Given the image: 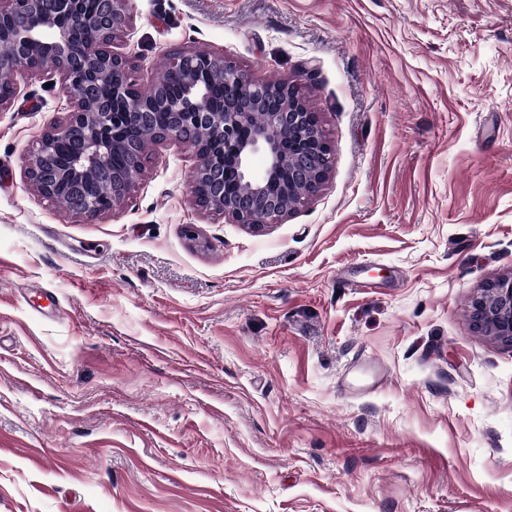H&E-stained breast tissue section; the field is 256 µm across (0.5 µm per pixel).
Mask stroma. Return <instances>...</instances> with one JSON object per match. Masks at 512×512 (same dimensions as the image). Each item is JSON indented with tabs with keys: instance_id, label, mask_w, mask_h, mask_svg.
I'll return each mask as SVG.
<instances>
[{
	"instance_id": "obj_1",
	"label": "stroma",
	"mask_w": 512,
	"mask_h": 512,
	"mask_svg": "<svg viewBox=\"0 0 512 512\" xmlns=\"http://www.w3.org/2000/svg\"><path fill=\"white\" fill-rule=\"evenodd\" d=\"M166 54L293 78L333 162L256 231L197 210L152 144L86 220L25 167L72 108L0 111V512H512V346L473 298L512 275V0H129ZM194 236H187L186 226Z\"/></svg>"
}]
</instances>
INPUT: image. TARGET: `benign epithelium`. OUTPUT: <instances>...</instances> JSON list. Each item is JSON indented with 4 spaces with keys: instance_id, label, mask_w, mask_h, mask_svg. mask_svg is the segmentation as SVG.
I'll return each mask as SVG.
<instances>
[{
    "instance_id": "benign-epithelium-1",
    "label": "benign epithelium",
    "mask_w": 512,
    "mask_h": 512,
    "mask_svg": "<svg viewBox=\"0 0 512 512\" xmlns=\"http://www.w3.org/2000/svg\"><path fill=\"white\" fill-rule=\"evenodd\" d=\"M75 0H0V73L59 77L73 102L67 118L47 131L26 167V177L45 198L58 199L57 186L68 184L75 197L69 204L77 216L95 218L120 206L130 193L126 173L112 168L111 157L124 151L148 156L149 142L121 139L117 114L96 100L97 88L112 84V96L127 102L126 116L143 125L150 107H165L172 123L154 132L153 141H187L198 158L190 180V197L201 211L221 212L254 229L285 215L280 197L304 188L305 199L317 195L329 171L332 147L323 137L317 113L311 111L293 80L259 81L245 75L222 55L208 54L209 67L224 75V105L199 108L206 83L198 52L174 49L151 90L143 93L130 75L127 58L111 49L126 30L129 0H101V11L77 19L88 43L82 54L71 51L69 29ZM183 87L184 102H169L170 84ZM75 143L64 159L61 143ZM264 153L266 164L256 172L250 159ZM233 167L249 194H224V169ZM478 332L512 346V276L487 283L470 306Z\"/></svg>"
}]
</instances>
